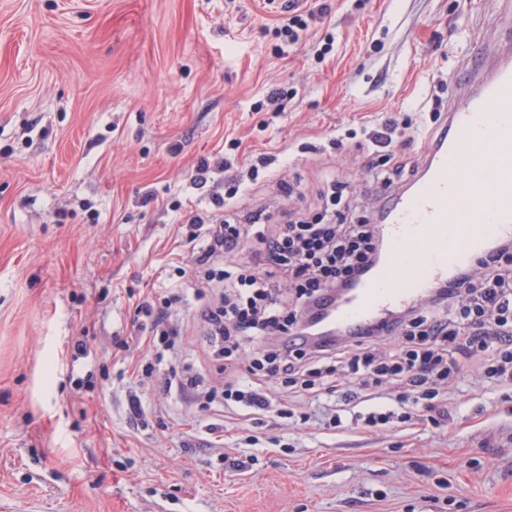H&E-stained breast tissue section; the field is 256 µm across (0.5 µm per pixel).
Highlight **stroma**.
<instances>
[{
  "label": "stroma",
  "instance_id": "obj_1",
  "mask_svg": "<svg viewBox=\"0 0 512 512\" xmlns=\"http://www.w3.org/2000/svg\"><path fill=\"white\" fill-rule=\"evenodd\" d=\"M299 6L326 15L283 46L274 0H0V512H512V390L473 371L452 386L445 427L328 431L333 397L273 384L309 422L248 420L164 394L165 369L139 381L118 348L141 332L138 304L162 303L192 267L185 217L215 211L230 176L227 208L264 204L273 224L288 206L278 179L310 197L329 175L364 190L376 123L407 122L399 161L429 153L434 85L460 101L474 63L512 41V0ZM274 85L277 109L264 102ZM261 153L276 161L250 180ZM218 154L231 173L197 186ZM200 305L173 312L189 329L170 363L211 376ZM82 333L98 357L67 369ZM134 395L148 426L130 420Z\"/></svg>",
  "mask_w": 512,
  "mask_h": 512
}]
</instances>
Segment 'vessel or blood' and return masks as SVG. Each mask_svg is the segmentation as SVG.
<instances>
[{
  "mask_svg": "<svg viewBox=\"0 0 512 512\" xmlns=\"http://www.w3.org/2000/svg\"><path fill=\"white\" fill-rule=\"evenodd\" d=\"M429 169L380 226V263L323 328L351 331L420 300L493 241L512 238V69L448 112Z\"/></svg>",
  "mask_w": 512,
  "mask_h": 512,
  "instance_id": "1",
  "label": "vessel or blood"
}]
</instances>
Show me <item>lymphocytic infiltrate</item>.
Returning <instances> with one entry per match:
<instances>
[{
  "mask_svg": "<svg viewBox=\"0 0 512 512\" xmlns=\"http://www.w3.org/2000/svg\"><path fill=\"white\" fill-rule=\"evenodd\" d=\"M317 207L312 215L289 209L282 224L263 223L259 209L238 220L221 213L192 221L193 236L207 240L197 267L219 271L204 285L223 305L199 316L210 328L207 343L232 372L225 400L257 415L272 412L266 385L276 378L291 390H338L346 403H371L353 416L366 428L424 419L436 427L448 382L465 366L512 387V240L494 243L399 314L323 338L300 328V318L329 307L332 290L355 285L383 241L378 225L355 218L349 183L327 179ZM184 299V288H171L169 308ZM168 310L153 314L148 335L135 339L159 364L182 334Z\"/></svg>",
  "mask_w": 512,
  "mask_h": 512,
  "instance_id": "obj_1",
  "label": "lymphocytic infiltrate"
}]
</instances>
